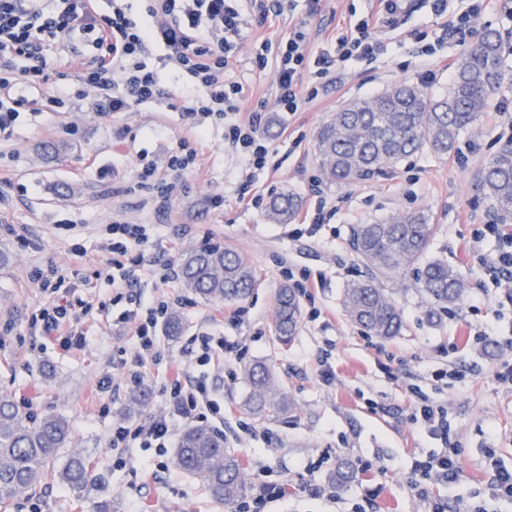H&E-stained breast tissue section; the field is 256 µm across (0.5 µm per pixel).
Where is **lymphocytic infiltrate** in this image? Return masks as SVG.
<instances>
[{"instance_id": "f902f5d3", "label": "lymphocytic infiltrate", "mask_w": 512, "mask_h": 512, "mask_svg": "<svg viewBox=\"0 0 512 512\" xmlns=\"http://www.w3.org/2000/svg\"><path fill=\"white\" fill-rule=\"evenodd\" d=\"M142 14L132 12L129 0H112L109 13H100L98 0H0V133L13 129L28 100L18 87L42 91L48 83L45 53L51 45L81 37L90 42L86 55L76 61L77 81L83 92L105 95L112 112H129L135 107L165 98L159 68L148 66L152 50H161L160 67L186 76L181 97L187 114L196 125L220 123L224 139L243 158L247 179L238 189L240 200L260 206L264 192L252 180L265 169L273 150L262 129L265 103H258L248 120H241L246 93L242 83L230 81L226 72L237 48L245 11L265 20L283 13L288 0H144ZM409 12L401 0H384V9L347 24L331 50L312 53L303 28H293L281 41L276 54L277 85L275 107L280 112H298L304 102L316 99L331 81L335 65L351 60L376 62L390 46L375 30L394 28ZM27 65L15 70L16 58ZM198 166L196 148L180 144L167 160L165 169L146 163L138 173L136 186L149 191L159 204L178 194L182 179ZM158 238L153 224H132L118 219L106 225L100 250L112 257L111 264L98 268L99 274L122 271L125 286L136 283V273L145 266L144 247ZM67 268L51 265L48 271H34L31 282L47 297L31 315L32 328L44 336L65 337L68 345L79 347L84 334L75 328L89 314L92 303L83 294H60L69 280ZM119 313L122 322L133 324L138 340L137 361H144L158 338L156 329L164 321L166 303H145L127 295ZM232 347L224 337L208 334L194 337L188 348L186 369L166 377L162 391L166 405L135 424L112 426V445L154 451L163 456L173 444L176 427L182 422L205 423L223 417L224 407L214 397L207 368L223 361Z\"/></svg>"}]
</instances>
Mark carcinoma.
Masks as SVG:
<instances>
[{"label":"carcinoma","mask_w":512,"mask_h":512,"mask_svg":"<svg viewBox=\"0 0 512 512\" xmlns=\"http://www.w3.org/2000/svg\"><path fill=\"white\" fill-rule=\"evenodd\" d=\"M501 48L500 34L486 31L463 51L448 92L441 96L403 83L336 113L316 135L320 174L330 182L344 184L370 177L383 166L422 151L437 157L456 152L460 138L479 123L502 79ZM473 187L490 212L503 220L512 219V143L488 160ZM300 205L296 194L282 192L270 200L266 218L287 224ZM437 229L424 211L392 214L352 226L351 250L367 275L346 283L343 304L351 321L367 334L389 339L400 335L405 326L401 310L379 285L383 278L412 276L429 319L463 299L467 288L463 276L447 261L427 254ZM178 277L183 288L205 301H242L258 284L256 268L245 253L219 246L185 251ZM300 318L296 292L281 288L274 320L279 341L291 340ZM243 375L249 385L245 410L254 421L263 423L291 412L292 400L270 365H247ZM149 403V393L140 387L131 395L128 409L143 411ZM70 435V423L64 416H35L18 405L11 393L0 392L1 509L36 493L47 480L60 483L78 500L85 498L95 483L89 457L74 453L55 466ZM173 464L199 479L214 499L227 506H236L251 493L241 459L224 448L223 436L206 426H193L182 434ZM356 478L354 467L346 460L339 462L333 473L341 488Z\"/></svg>","instance_id":"obj_1"}]
</instances>
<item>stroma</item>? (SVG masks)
Returning <instances> with one entry per match:
<instances>
[{
	"label": "stroma",
	"mask_w": 512,
	"mask_h": 512,
	"mask_svg": "<svg viewBox=\"0 0 512 512\" xmlns=\"http://www.w3.org/2000/svg\"><path fill=\"white\" fill-rule=\"evenodd\" d=\"M451 0L446 13L434 14L414 0L407 23L378 29L390 44L388 56L374 64L349 61L320 95L295 114L276 113L268 140L275 150L256 179L265 197L289 190L302 206L288 224H273L264 208L237 201L243 172L239 155L224 143V128L210 126L197 134L181 111L167 102H150L131 112H108L94 95L77 96L74 80L52 79L44 95L63 90V108L32 104L9 135H0V391L36 415L57 412L71 425L72 440L94 462L103 487L94 498L107 500L112 512H228L198 480L177 470L172 457L143 473L123 464L127 451L110 445L113 422L141 421L127 413L131 375H140L151 392V410L165 406L160 386L167 369L183 366L192 336L208 333L234 343L233 353L210 378L224 399V442L242 458L250 482L282 484L283 498L267 512H427L429 502L447 512L460 505L491 501L494 464L512 467V384L500 372L512 366V305L503 294L512 275L490 268L484 256L497 251L502 234H489L495 218L473 189L476 173L512 140V0H488L469 30L449 34L448 22L466 7ZM375 0H299L295 11L274 23L246 14L231 79L242 82L252 100L273 103L276 63L253 67L252 48L278 43L296 26L308 34L312 52L327 48L348 16L376 10ZM503 40V78L492 94L477 133L461 140L460 152L444 158L423 153L384 167L351 184L327 182L315 160L319 128L353 102L400 82H414L423 43H441L435 79L426 89L447 92L448 66L485 31ZM198 143L199 174L166 207L145 193L132 192L140 163L164 166L180 142ZM59 144L61 160L47 158L43 145ZM223 206H214L216 198ZM323 207L324 222L297 235L308 213ZM427 211L438 231L429 254L456 267L468 292L450 313L428 321L421 296L407 281L383 280L401 309L400 336L381 339L363 332L341 305L345 284L363 277L349 245L353 225L396 212ZM123 219L160 227L149 256L155 266L177 267L183 251L203 245L231 247L246 253L259 273V285L246 300L206 302L180 283H165L142 270L135 287L148 302L165 301L186 321L182 336H160L159 364L116 368L112 354L133 350L132 324L118 323L116 294L110 282L96 278L90 264L97 257L103 225ZM24 240H17V233ZM86 257H78L74 244ZM57 264L75 270V284L106 311L92 310L85 319L88 344L67 348L60 337L32 339L29 318L44 302L30 282L33 270ZM320 283L301 297L302 317L290 343L273 331L275 296L291 279L303 276ZM263 361L272 365L295 409L287 418L251 422L243 409L249 391L242 367ZM448 410V438L439 440L412 424L410 414L421 399ZM251 433H244L243 423ZM459 448V478L438 481L420 498L412 485L417 461L440 452L445 444ZM370 463L346 489L329 476L342 459ZM327 490L314 496L310 486ZM90 501H73L58 484L20 499L10 512H92Z\"/></svg>",
	"instance_id": "obj_1"
}]
</instances>
